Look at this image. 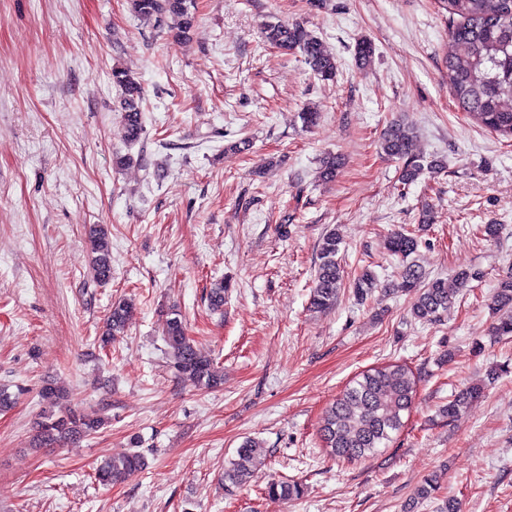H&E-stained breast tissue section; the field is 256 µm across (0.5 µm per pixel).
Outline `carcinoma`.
Here are the masks:
<instances>
[{
    "instance_id": "1",
    "label": "carcinoma",
    "mask_w": 512,
    "mask_h": 512,
    "mask_svg": "<svg viewBox=\"0 0 512 512\" xmlns=\"http://www.w3.org/2000/svg\"><path fill=\"white\" fill-rule=\"evenodd\" d=\"M448 10V37L452 51L448 54V88L457 108L487 130L512 138V0H442ZM136 16L158 27L166 19H179L180 33L187 34L195 26L196 16L189 0H130ZM265 40L272 46L301 52L305 64L318 77L332 80L336 76V59L322 41L304 25L292 22H270L264 28ZM112 80L121 90L120 112L124 138L130 145L140 142L144 133L141 83L129 72L112 70ZM414 127L395 121L385 130L381 149L389 157L402 162L400 182L416 183L424 170L438 172L444 161H427L414 150ZM92 243L91 273L97 281L112 278V255L107 230L95 225L89 232ZM341 238L332 229L319 245V263L315 268L309 304L326 312L336 305L344 281V270L336 259ZM388 251L403 259L413 254L418 239L411 232H394L386 243ZM398 287L412 297L410 315L417 321L432 324L448 313L456 301L458 289L479 278L472 270H458L452 275L456 287H448L441 277H428L419 266L409 263L400 274ZM378 287L373 273L364 272L353 282L356 295L362 297ZM498 314L491 335L512 337V276L502 279L492 297ZM131 304L118 298L104 319L100 334L103 348L124 335ZM164 341L170 364L184 379L193 384L215 389L224 383V374L210 355L203 353L188 336L187 323L181 312L169 313L164 327ZM417 391V379L402 364H389L360 374L349 383L326 411L320 437L338 461L354 462L370 457L387 447L392 434L404 426L402 414L411 411ZM483 395V388L471 386L448 402L443 413L457 417ZM41 400L49 404L34 437V447L47 448L77 441L96 434L106 424L98 410H78L63 404L65 391L47 384L40 391ZM146 467L142 454H129L107 459L96 469L98 481L104 485L122 483ZM258 467L257 445L245 440L235 457L224 468V490L244 486ZM269 498L296 501L305 494L298 481L272 480L267 483Z\"/></svg>"
}]
</instances>
